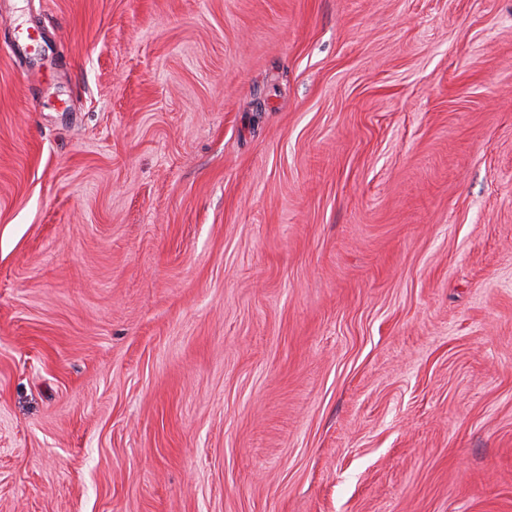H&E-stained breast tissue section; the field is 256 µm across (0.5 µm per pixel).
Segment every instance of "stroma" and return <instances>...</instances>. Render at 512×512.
<instances>
[{"label": "stroma", "instance_id": "stroma-1", "mask_svg": "<svg viewBox=\"0 0 512 512\" xmlns=\"http://www.w3.org/2000/svg\"><path fill=\"white\" fill-rule=\"evenodd\" d=\"M0 512H512V0H0Z\"/></svg>", "mask_w": 512, "mask_h": 512}]
</instances>
